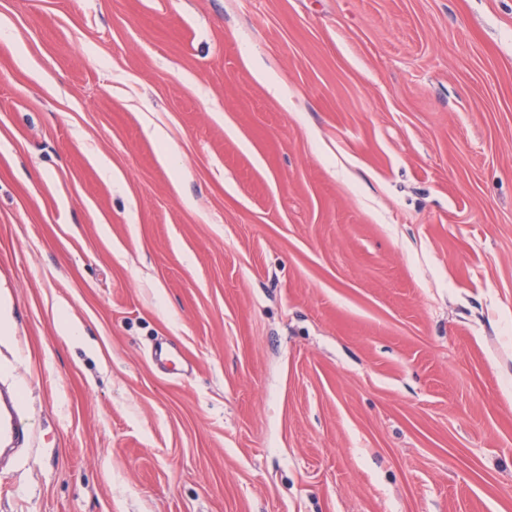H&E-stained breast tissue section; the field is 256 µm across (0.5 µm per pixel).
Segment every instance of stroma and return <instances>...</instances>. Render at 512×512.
I'll return each instance as SVG.
<instances>
[{
	"label": "stroma",
	"instance_id": "35a3bbf8",
	"mask_svg": "<svg viewBox=\"0 0 512 512\" xmlns=\"http://www.w3.org/2000/svg\"><path fill=\"white\" fill-rule=\"evenodd\" d=\"M1 383L0 512H512V0H0Z\"/></svg>",
	"mask_w": 512,
	"mask_h": 512
}]
</instances>
